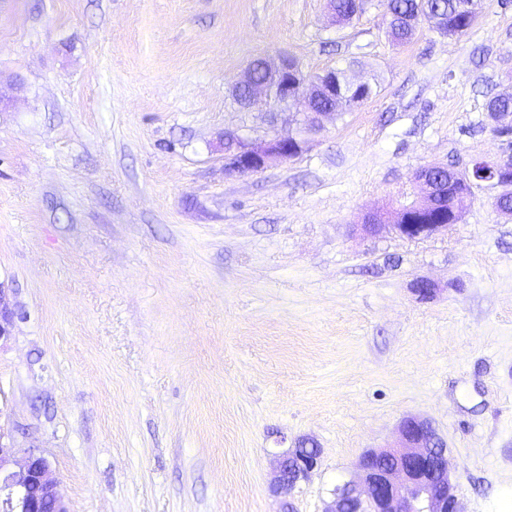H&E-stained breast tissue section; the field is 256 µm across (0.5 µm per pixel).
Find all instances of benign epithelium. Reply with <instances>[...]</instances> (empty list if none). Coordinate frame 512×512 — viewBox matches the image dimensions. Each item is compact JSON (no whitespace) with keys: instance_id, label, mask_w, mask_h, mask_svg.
I'll list each match as a JSON object with an SVG mask.
<instances>
[{"instance_id":"benign-epithelium-1","label":"benign epithelium","mask_w":512,"mask_h":512,"mask_svg":"<svg viewBox=\"0 0 512 512\" xmlns=\"http://www.w3.org/2000/svg\"><path fill=\"white\" fill-rule=\"evenodd\" d=\"M267 78L255 79L247 68L237 89L246 94L242 107L262 108L277 118L278 111L296 102L309 106L316 94L315 84L287 55L262 59ZM496 135L508 146L499 160L475 161L460 174L468 187L492 182L512 188V113L497 117ZM306 142L291 132L270 128V135L257 145L246 142L237 132H224V154L228 170L257 173L277 162L291 160L305 149ZM445 167L428 164L414 174L421 195L395 210L398 215L413 210L430 213L437 208L433 172ZM408 240L428 238L448 230L446 224H412L395 222L389 226L369 221L357 225L367 236L385 228ZM412 292L419 300H430L437 293L428 279L415 281ZM14 312L7 289L0 282V342L12 336ZM321 450L308 439L278 456L272 491L282 498L280 512H295L293 493L299 483L308 480L318 466ZM0 512H67L58 491L48 460L31 449H17L0 444ZM324 512H462L448 468L447 449L429 421L410 417L398 429L397 445L390 449L367 451L357 464V479L336 487L332 502Z\"/></svg>"}]
</instances>
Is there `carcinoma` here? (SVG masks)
<instances>
[{
	"label": "carcinoma",
	"mask_w": 512,
	"mask_h": 512,
	"mask_svg": "<svg viewBox=\"0 0 512 512\" xmlns=\"http://www.w3.org/2000/svg\"><path fill=\"white\" fill-rule=\"evenodd\" d=\"M385 7V34L393 42L407 43L413 39L418 29L427 26L432 31L447 36L462 37L474 26L475 19L464 9L467 0H381ZM336 18L342 23H350L360 18L364 12L365 0H331ZM336 80V99L320 97L313 104V111L332 110L342 115L360 105L359 99L366 101L378 95V85L367 84L359 95L351 90V81L346 71L340 68L332 70ZM512 110V94L489 95L486 110L489 113ZM462 181L449 175L442 176L438 209L448 213V221L458 223L461 215L454 213L457 196L463 191Z\"/></svg>",
	"instance_id": "carcinoma-1"
}]
</instances>
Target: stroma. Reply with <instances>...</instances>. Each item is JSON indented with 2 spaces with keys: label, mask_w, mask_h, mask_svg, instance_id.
Returning a JSON list of instances; mask_svg holds the SVG:
<instances>
[{
  "label": "stroma",
  "mask_w": 512,
  "mask_h": 512,
  "mask_svg": "<svg viewBox=\"0 0 512 512\" xmlns=\"http://www.w3.org/2000/svg\"><path fill=\"white\" fill-rule=\"evenodd\" d=\"M0 0V442L51 464L69 512H277L276 451L321 457V512L401 422H431L464 512H512V217L481 184L448 230L356 232L423 165L498 159L512 8L401 46L373 0ZM349 68L378 95L296 158L228 173L268 126L255 58ZM436 282L421 301L416 280ZM367 0H331L334 12L336 11V18L339 22L350 23L354 19H359L365 12L362 5H365ZM358 10L360 14H358ZM7 290L0 282V343L12 336L14 327V312L10 308Z\"/></svg>",
  "instance_id": "stroma-1"
}]
</instances>
